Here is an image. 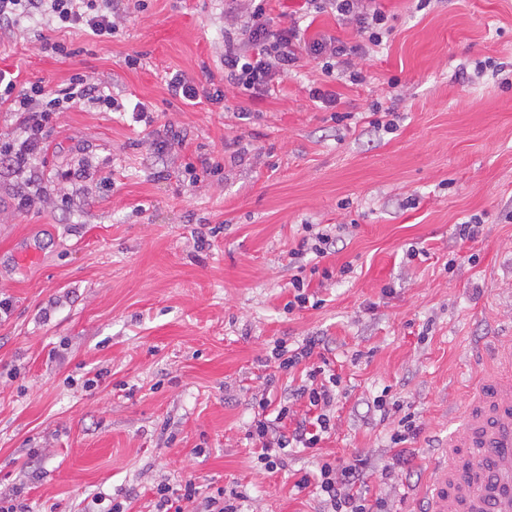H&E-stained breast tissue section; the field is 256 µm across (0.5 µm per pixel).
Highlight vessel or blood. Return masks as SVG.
<instances>
[{
    "label": "vessel or blood",
    "instance_id": "b4317fda",
    "mask_svg": "<svg viewBox=\"0 0 512 512\" xmlns=\"http://www.w3.org/2000/svg\"><path fill=\"white\" fill-rule=\"evenodd\" d=\"M425 498L428 512H512V341L435 454Z\"/></svg>",
    "mask_w": 512,
    "mask_h": 512
}]
</instances>
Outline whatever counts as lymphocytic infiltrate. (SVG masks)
Instances as JSON below:
<instances>
[{
  "instance_id": "f902f5d3",
  "label": "lymphocytic infiltrate",
  "mask_w": 512,
  "mask_h": 512,
  "mask_svg": "<svg viewBox=\"0 0 512 512\" xmlns=\"http://www.w3.org/2000/svg\"><path fill=\"white\" fill-rule=\"evenodd\" d=\"M266 0H224V75L229 85L255 99L288 76L302 56L322 60L332 69L334 60L366 55L370 47L381 45L386 17L375 7V0H305L315 12L334 10L342 21L354 25L364 35L361 43L348 44L328 36L302 41L299 28L291 24L271 30ZM127 7L123 0H0V35L21 29L24 23L45 19L61 28H82L94 38H108L118 30ZM227 84V85H228ZM225 87V86H224ZM224 87L197 83L185 74L173 75L167 90L173 99L194 106L200 101L223 105ZM91 103L108 110L123 111L124 106L103 86L88 82L82 74L71 76L67 86L48 88L36 81L21 86L14 74L0 69V108L20 116V131L0 142V164L25 176L28 183L40 184L38 161L48 149L50 121L54 112ZM320 384L289 391L278 403L261 398L248 437L259 450L266 467L283 466L293 452H315L329 435L330 409L337 399V375H325L323 367L312 370ZM305 401L307 411L297 415L293 406ZM369 463L355 458L346 463L323 462L317 478L302 476L299 487L316 486L322 499V512H392L384 498H368L364 485ZM155 512H186L190 503L201 502L203 512H242L243 493L230 491L218 496L200 497L192 480L180 487L157 486Z\"/></svg>"
}]
</instances>
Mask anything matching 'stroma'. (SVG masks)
<instances>
[{
	"label": "stroma",
	"mask_w": 512,
	"mask_h": 512,
	"mask_svg": "<svg viewBox=\"0 0 512 512\" xmlns=\"http://www.w3.org/2000/svg\"><path fill=\"white\" fill-rule=\"evenodd\" d=\"M377 4L389 32L353 58L361 82L306 56L272 94L230 89L220 108L172 99L165 78L222 80L224 0H142L109 39L28 23L0 40L19 83L80 73L154 110L149 129L93 104L54 113L29 210L15 208L27 181L0 166V494L28 512H153L154 487L191 478L206 496L242 491L245 512H319L301 476L359 456L369 498L425 512L433 453L512 336V0ZM268 12L308 42L359 40L305 0ZM168 124L184 144L160 156L152 130ZM204 155L222 173L190 181ZM81 164L97 181L52 182ZM473 219L482 237L457 242ZM307 224L337 225L329 254L292 257ZM25 248L38 259L17 260ZM296 278L320 307L289 309ZM308 336L341 377L334 427L270 471L247 438L254 403L305 384L301 366L265 375L277 342ZM383 393L400 410L373 411ZM411 412L413 468L388 486L379 469Z\"/></svg>",
	"instance_id": "1"
}]
</instances>
